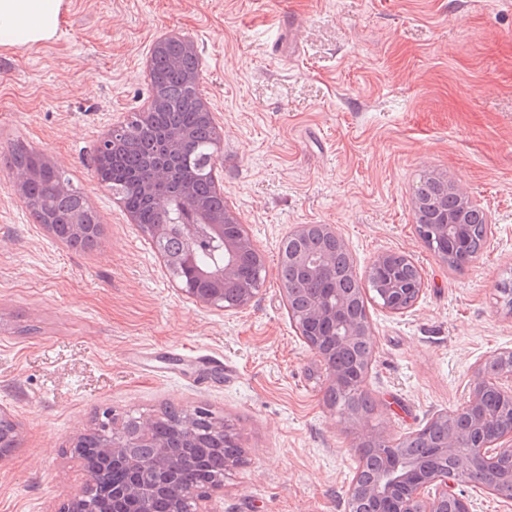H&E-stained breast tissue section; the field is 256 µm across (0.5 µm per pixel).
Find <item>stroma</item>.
Returning a JSON list of instances; mask_svg holds the SVG:
<instances>
[{
    "label": "stroma",
    "mask_w": 512,
    "mask_h": 512,
    "mask_svg": "<svg viewBox=\"0 0 512 512\" xmlns=\"http://www.w3.org/2000/svg\"><path fill=\"white\" fill-rule=\"evenodd\" d=\"M163 32L204 61L224 202L264 260L242 310L179 293L151 238L98 187L96 145L148 98L144 65ZM18 145L82 193L98 247L72 249L38 223L15 188ZM431 173L490 216L461 271L417 233L413 199ZM299 224L334 225L358 276L390 251L422 272L409 312L366 302L374 407L357 422L330 405L327 371L288 314L279 260ZM509 277L512 0H64L54 38L0 48V407L19 430L0 457V512H57L80 477L69 448L98 413L200 407L244 451L215 512H345L361 428L394 440L423 429L512 352ZM448 490L472 512H512L474 480Z\"/></svg>",
    "instance_id": "35a3bbf8"
}]
</instances>
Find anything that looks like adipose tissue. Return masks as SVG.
Wrapping results in <instances>:
<instances>
[{"label":"adipose tissue","mask_w":512,"mask_h":512,"mask_svg":"<svg viewBox=\"0 0 512 512\" xmlns=\"http://www.w3.org/2000/svg\"><path fill=\"white\" fill-rule=\"evenodd\" d=\"M62 0H0V47L34 45L54 37Z\"/></svg>","instance_id":"ef3b65f1"}]
</instances>
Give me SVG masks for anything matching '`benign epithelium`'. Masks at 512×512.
Returning a JSON list of instances; mask_svg holds the SVG:
<instances>
[{
    "mask_svg": "<svg viewBox=\"0 0 512 512\" xmlns=\"http://www.w3.org/2000/svg\"><path fill=\"white\" fill-rule=\"evenodd\" d=\"M179 54L169 59V65L183 72L185 81L195 84L199 81L200 71L189 69L186 62L199 58L194 42L188 38L179 37ZM184 133L177 127H170L165 133L166 158L157 162L149 175L137 183L138 190L144 194L157 208L167 209L171 198L177 197L182 203L190 221L207 227L208 237L224 243V264L210 271L197 267L195 244L186 245L179 254H170L164 249V243L171 233L172 225L156 224L147 229L148 235L161 249L164 261L172 272L178 290L192 302L201 307L215 308L222 311L238 310L253 301L259 292L261 280H256L231 302H224V285L233 280L237 273L236 260L248 250L255 249L253 241L247 233L237 238L224 237V224L237 223L236 213L224 208V212L215 213L195 195L191 180L186 179L179 184L176 195L165 191V186L171 181L170 159L181 155ZM136 138L131 134L129 125L121 123L112 126L108 135L102 138L97 146L95 167L97 175L104 182H109V170L112 166L113 153L116 147L124 146L132 149ZM317 232L324 239H332L340 245L344 240L336 233L330 224H300L289 235L299 237L308 231ZM335 263V254L322 252L316 256L298 253L294 256V264L309 275L322 276ZM421 274H416L415 282L404 287L400 282H385V287L379 289L380 305L388 313L403 314L411 309L416 300L403 302V296L413 293L420 296L422 291ZM349 294L341 288H334L326 300L314 305L303 316L291 315L295 327L309 346L322 360L328 372L331 389L345 387L348 375L337 365L334 356L336 348H348L369 335L368 322L352 323L344 319L343 314L349 306ZM311 321L330 322L333 324L334 336L331 341L323 337H310L306 332L307 324ZM496 359L508 362V365L497 367L492 371L479 370L478 376L466 405L451 414L445 413L434 418L444 430L446 438L441 451L453 460V464L441 470H428L410 457L400 455V449L380 431L366 430L363 432V448L387 449L398 456L395 466L375 476L365 484L361 477H356L348 491V503L352 506L367 503L388 502L392 512H448V505L456 506V512H470L468 502L446 489L440 490L434 496L425 495V491L440 484L448 483V479L462 477L473 472L475 467H483L494 477L485 487L499 495H504L503 486H512V468L506 472L500 471L501 462L505 459L512 461V418L503 424L495 433L476 441L464 433L460 426L463 414L480 404L485 389L493 388L501 394L512 398V352L500 354ZM206 410L197 409L193 412L180 413L177 429L187 438H194V429ZM156 421L139 420L132 431H126L115 425L112 414H104V420L99 423L101 434L100 448L102 455L112 465L130 466L128 481L120 486L109 485L106 475L102 472L91 473L84 471L79 488L64 503L58 512H153V497L143 493V485L154 478L159 488L171 498L170 512H212L203 506L212 495L224 490V477H214L203 483L185 484L180 480L183 464L173 458L162 443L153 445V452L146 458H133L127 449L138 448L141 441L152 435ZM18 428L14 420L4 410L0 409V447L13 448L16 445Z\"/></svg>",
    "mask_w": 512,
    "mask_h": 512,
    "instance_id": "1",
    "label": "benign epithelium"
}]
</instances>
